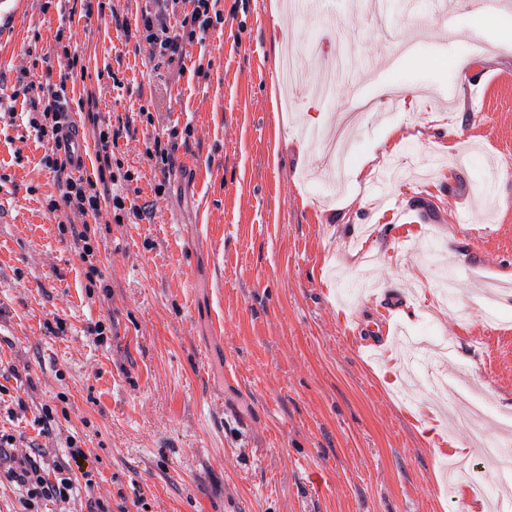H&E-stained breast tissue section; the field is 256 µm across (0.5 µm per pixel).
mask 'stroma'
I'll return each mask as SVG.
<instances>
[{"label":"stroma","mask_w":512,"mask_h":512,"mask_svg":"<svg viewBox=\"0 0 512 512\" xmlns=\"http://www.w3.org/2000/svg\"><path fill=\"white\" fill-rule=\"evenodd\" d=\"M445 0H217L223 24L187 46L184 70L155 69L129 29L155 0H0V364L22 401L0 428L61 455L73 435L96 462L93 497L111 512H486L470 475L448 492L442 465L473 453L445 388L492 405L484 434L512 428V9L499 27ZM406 17L416 50L388 65L392 24ZM87 67L70 115L119 134L135 175L124 192L140 217L95 226L100 283L61 213L49 212L50 143L26 119L16 66L46 79L58 26ZM335 34V99L283 90L289 46ZM469 82H461L460 69ZM416 99L391 122L421 136L395 144L369 112L339 183L303 127L328 129L343 90ZM95 100H88V93ZM190 129L162 176L145 149ZM391 164L390 200L355 179L368 152ZM163 194H155L156 184ZM215 231L196 245L199 225ZM402 297L385 308V290ZM111 324L96 342L90 329ZM405 328L430 344H357L360 325ZM55 420L41 430L43 407Z\"/></svg>","instance_id":"1"}]
</instances>
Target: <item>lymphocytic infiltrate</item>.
I'll list each match as a JSON object with an SVG mask.
<instances>
[{
    "label": "lymphocytic infiltrate",
    "instance_id": "lymphocytic-infiltrate-1",
    "mask_svg": "<svg viewBox=\"0 0 512 512\" xmlns=\"http://www.w3.org/2000/svg\"><path fill=\"white\" fill-rule=\"evenodd\" d=\"M192 7L178 18L165 12H145L136 27L134 37L137 47L147 48L151 59L159 65L183 68L187 45L193 44L201 32L213 24L212 0H191ZM55 41L66 61L64 73L58 80L35 84L28 67H21L16 81L23 93L31 97L28 123L39 138L57 145L59 134L69 123L68 82L86 67L82 56L73 48L64 28H57ZM94 150L98 167L94 176L74 175L68 155L53 150L44 156L46 168L56 173L58 194L48 197L49 211L66 210L68 221H80L79 230L72 236L82 259L88 260L87 280L100 277L101 271L91 261L95 254L90 222L98 218L102 208H110L114 217L126 212L127 200L119 191L121 183L132 181V173L115 174L112 152L118 134L105 122L94 123L92 128ZM92 462L76 438H68L65 459H55L46 452L32 451L23 437L0 429V485L9 484L17 495L19 512H41L45 503H53L58 512H70V504L81 490H92Z\"/></svg>",
    "mask_w": 512,
    "mask_h": 512
}]
</instances>
